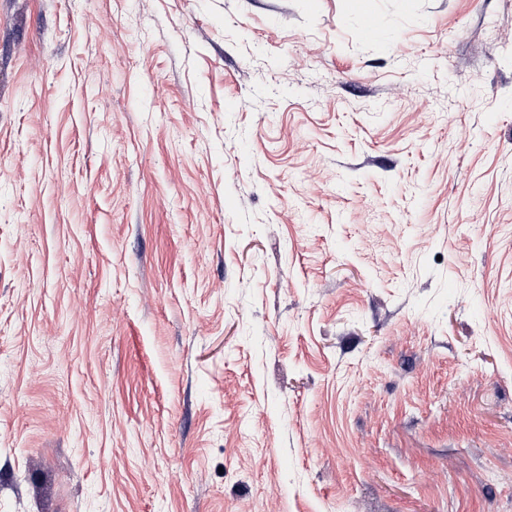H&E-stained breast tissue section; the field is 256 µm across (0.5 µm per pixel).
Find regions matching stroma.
Listing matches in <instances>:
<instances>
[{
    "label": "stroma",
    "mask_w": 512,
    "mask_h": 512,
    "mask_svg": "<svg viewBox=\"0 0 512 512\" xmlns=\"http://www.w3.org/2000/svg\"><path fill=\"white\" fill-rule=\"evenodd\" d=\"M0 512H512V0H0Z\"/></svg>",
    "instance_id": "stroma-1"
}]
</instances>
